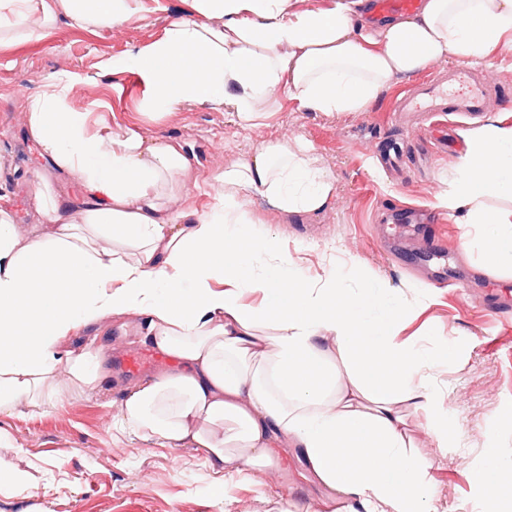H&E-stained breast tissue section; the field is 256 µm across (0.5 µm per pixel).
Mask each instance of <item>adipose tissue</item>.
I'll return each instance as SVG.
<instances>
[{"label":"adipose tissue","mask_w":512,"mask_h":512,"mask_svg":"<svg viewBox=\"0 0 512 512\" xmlns=\"http://www.w3.org/2000/svg\"><path fill=\"white\" fill-rule=\"evenodd\" d=\"M155 41L99 62L138 74L154 115L186 105L232 112L256 126L277 94L325 114L360 112L390 81L447 59L486 62L512 47V0H424L414 16L358 28L362 0L331 8L302 0H184ZM162 11V0H0V46L44 39L58 22L112 28ZM58 72L25 108V128L56 173L32 184L35 224L20 229L0 204V413L56 407L62 389L98 388L106 350L63 343L118 317L172 369L136 385L119 424L144 438L206 448L228 476L282 469L293 448L325 496L309 512H437L433 463L414 454L407 411L426 415L433 448L448 445V410L434 370L453 360L402 338L412 304L373 280L312 279L243 200L315 212L336 180L298 138L263 141L224 168L139 128L113 131L68 100L85 84ZM457 175L438 196L461 215L484 268L512 272V119L461 130ZM211 199L191 204L196 189ZM510 208L493 207V200ZM249 293L259 305L244 302ZM480 512H512L501 476L512 460L486 454Z\"/></svg>","instance_id":"obj_1"}]
</instances>
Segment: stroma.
Returning <instances> with one entry per match:
<instances>
[{
	"label": "stroma",
	"mask_w": 512,
	"mask_h": 512,
	"mask_svg": "<svg viewBox=\"0 0 512 512\" xmlns=\"http://www.w3.org/2000/svg\"><path fill=\"white\" fill-rule=\"evenodd\" d=\"M163 3L165 12L146 13L112 30L63 20L49 40L0 47V154L7 159L0 167V193L9 195L15 223H32L33 179L54 170L25 134V102L62 70L87 77L71 100L76 111L104 103L112 128L133 125L205 151L212 168L261 141H307L336 179L328 204L315 213L284 214L255 193L244 207L310 276L333 270L350 287L364 277L395 289L415 306L407 334L431 350L443 340L454 344L455 363L435 372L452 437L447 447L422 453L434 462L438 512H477L487 492L484 450L497 449L512 460V276L482 269L477 251L463 247L466 225L453 223L437 205L436 195L447 188L463 150L459 132L470 120L448 112L428 119L394 109L397 98L414 93L422 79L455 68V61L394 79L361 112H311L280 95L268 104V119L254 128L208 106L155 117L143 104L138 76L100 77L99 61L157 39L167 21L184 15L183 0ZM478 69L493 90L484 119L512 114V50ZM101 343L111 346L112 356L97 390L65 393L54 409L20 405L0 414V432L10 437L0 447V480L19 471L31 476L27 490L0 495V512H306L322 497L289 448L280 449L289 463L274 476L226 480L196 445L172 446L130 429H102V412L120 408L134 382L120 366L122 357L150 346L115 321L68 346L80 351ZM219 480L220 499L211 493Z\"/></svg>",
	"instance_id": "35a3bbf8"
}]
</instances>
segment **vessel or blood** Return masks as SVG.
I'll list each match as a JSON object with an SVG mask.
<instances>
[{"label": "vessel or blood", "mask_w": 512, "mask_h": 512, "mask_svg": "<svg viewBox=\"0 0 512 512\" xmlns=\"http://www.w3.org/2000/svg\"><path fill=\"white\" fill-rule=\"evenodd\" d=\"M422 6L421 0H372L376 18L393 14H411ZM487 89L469 70H452L446 81L430 80L420 85L416 95L398 98L396 109L400 112H458L481 114Z\"/></svg>", "instance_id": "obj_1"}]
</instances>
